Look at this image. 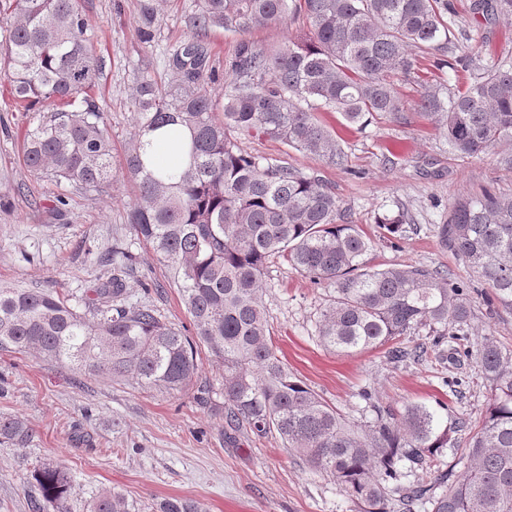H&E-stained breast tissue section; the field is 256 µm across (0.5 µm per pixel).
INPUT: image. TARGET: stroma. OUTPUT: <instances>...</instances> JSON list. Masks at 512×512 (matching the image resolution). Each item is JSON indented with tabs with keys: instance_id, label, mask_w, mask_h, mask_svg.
<instances>
[{
	"instance_id": "1",
	"label": "stroma",
	"mask_w": 512,
	"mask_h": 512,
	"mask_svg": "<svg viewBox=\"0 0 512 512\" xmlns=\"http://www.w3.org/2000/svg\"><path fill=\"white\" fill-rule=\"evenodd\" d=\"M192 2L82 0L86 36L100 62L97 102L112 134V182L103 191H80L30 172L21 152L29 117L15 110L9 95H0V286H50L79 296L111 275L105 256L127 244L134 255L126 276L130 304L150 306L166 322L192 330L164 265L149 246L131 241L126 213L135 182L124 170L136 125L133 90L145 76L162 86L170 82L165 61L189 35ZM449 2L476 51L512 50V16L487 22L473 18L471 0ZM147 6L155 21L146 41L139 26ZM203 41L217 75L210 89L219 98L238 37L214 29ZM396 88L404 121L384 117L349 131L339 113H321L349 156V170L274 140L245 139L240 146L317 173L371 239L368 265H426L469 291L484 289L437 230L463 192L492 187L512 197V169L498 167L490 154H453L446 130L417 106L420 87L400 81ZM397 211L405 213L407 224L393 248L382 241L375 219ZM263 285L278 356L297 379L358 425L372 419L360 397L365 390L398 414L411 403L435 410L445 422L462 415L478 419L490 395L478 364L481 341L489 333L512 349V310L488 308L478 298L465 351L456 359L395 363L381 350L336 355L325 350L316 330L326 287L281 259L268 265ZM222 374V366L202 358L193 386L174 396L144 389L129 377L81 375L33 353H0V415L19 416L36 431L30 447L0 445V512H29L27 503L38 493L34 467L58 461L70 470L71 512H83L93 496L112 489L124 493L135 512H151L171 497L199 501L207 512H359L331 478L309 470L275 435L230 424Z\"/></svg>"
}]
</instances>
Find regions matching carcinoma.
<instances>
[{"mask_svg": "<svg viewBox=\"0 0 512 512\" xmlns=\"http://www.w3.org/2000/svg\"><path fill=\"white\" fill-rule=\"evenodd\" d=\"M485 18L512 13V0H474ZM307 32L275 48L240 40L228 67L224 97L215 101L208 48L212 28L245 33L287 15ZM0 83L23 111L38 112L22 144L25 166L84 191L112 180V138L93 99L99 61L86 37L81 0H0ZM193 29L167 60L171 82L136 85L137 131L125 170L138 182L127 220L179 288L196 337L147 306L127 304L125 274L134 255L112 249V277L79 302L56 289L0 287V351L34 352L44 360L95 376H131L168 394L189 390L198 374L197 348L222 365L229 420L252 432H275L312 471L333 478L361 512H512V351L483 337L479 367L490 388L477 424L461 416L444 423L424 405L396 415L363 399L371 424L352 425L288 371L271 343L262 301L267 261L286 257L315 284L332 287L316 329L323 346L351 355L383 349L396 362L421 360L450 338L461 347L473 317L472 297L444 272L416 264L366 266L371 241L345 217L323 181L286 158L244 152L242 135L265 137L349 170L347 154L317 112H337L363 128L376 116L400 120L396 81L411 74L417 52L451 42L456 24L447 0H193ZM472 77L443 93L424 88L422 114L448 132L461 157L512 140V61L486 65L458 56ZM171 140L168 167L146 151L147 136ZM377 224L387 241L405 233L404 213ZM448 248L489 286L487 302L512 310V198L491 190L466 193L439 226ZM425 328L431 348L406 338ZM474 427L455 484L440 469L443 450L458 448V431ZM34 430L0 416V443L26 448ZM428 466L434 481L411 482ZM39 495L29 512H67L71 476L62 464L33 472ZM87 512H131L124 494L105 491ZM156 512H204L189 499H168Z\"/></svg>", "mask_w": 512, "mask_h": 512, "instance_id": "1", "label": "carcinoma"}]
</instances>
